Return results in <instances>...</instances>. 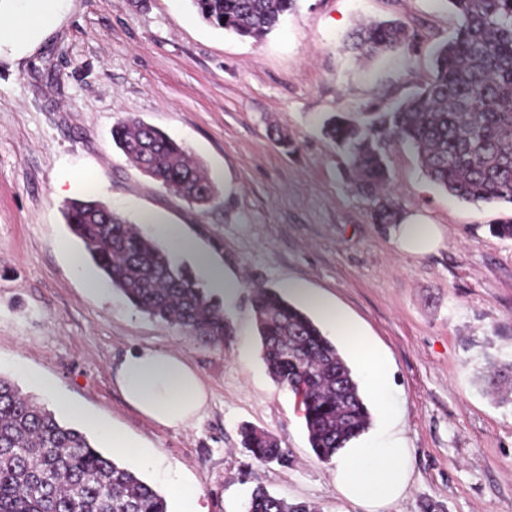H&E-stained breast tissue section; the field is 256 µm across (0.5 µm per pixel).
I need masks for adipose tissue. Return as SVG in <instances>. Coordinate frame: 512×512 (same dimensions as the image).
I'll return each mask as SVG.
<instances>
[{
    "instance_id": "obj_1",
    "label": "adipose tissue",
    "mask_w": 512,
    "mask_h": 512,
    "mask_svg": "<svg viewBox=\"0 0 512 512\" xmlns=\"http://www.w3.org/2000/svg\"><path fill=\"white\" fill-rule=\"evenodd\" d=\"M60 0H20L9 22L0 25V42L15 41L19 35L34 39L55 15ZM398 247L412 254L431 251L440 241L439 230L415 214L391 229ZM287 293L299 296L338 339L349 344L365 365L369 383L385 395L387 371L383 357L367 352L359 328L339 308L294 282L285 283ZM125 402L163 427H179L196 418L208 402L207 389L194 367L181 355L138 348L126 353L115 374ZM410 450L401 439L387 436L357 446L347 444L332 457L336 485L347 499L369 507L399 499L409 481Z\"/></svg>"
}]
</instances>
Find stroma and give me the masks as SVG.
<instances>
[{"label":"stroma","instance_id":"obj_1","mask_svg":"<svg viewBox=\"0 0 512 512\" xmlns=\"http://www.w3.org/2000/svg\"><path fill=\"white\" fill-rule=\"evenodd\" d=\"M397 21L408 49L346 50L359 24ZM458 18L446 0H296L260 39L207 26L190 0H63L22 48L0 45V375L85 429L111 454L109 428L145 461L124 467L168 512L192 491L202 512H247L259 486L320 512H367L312 450L298 400L271 378L252 308L258 286L289 281L343 309L387 362V423L361 364L368 436L401 435L412 453L404 497L380 512H512V403L493 395L490 362H512V240L492 232L511 208L473 205L437 187L413 151L390 147V197L437 225L442 242L412 255L375 223L369 197L322 133L336 112L389 107L433 76L432 53ZM136 118L179 143L215 187L191 204L132 165L112 129ZM88 195L153 233L158 214L240 279L230 340L206 344L117 291L96 297L74 272L82 252L66 203ZM151 347L182 355L209 401L192 424L163 427L128 407L120 359ZM98 420L90 427L88 418ZM274 436L288 466L262 464L242 426Z\"/></svg>","mask_w":512,"mask_h":512}]
</instances>
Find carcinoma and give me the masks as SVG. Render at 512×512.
<instances>
[{
	"mask_svg": "<svg viewBox=\"0 0 512 512\" xmlns=\"http://www.w3.org/2000/svg\"><path fill=\"white\" fill-rule=\"evenodd\" d=\"M208 26L261 38L278 27L295 0H191ZM456 34L433 55L434 76L391 110L357 118L328 117L323 133L348 157L354 183L372 201L378 224L400 222L386 196L385 148L411 146L424 174L464 202L512 205V0H449ZM397 22H374L351 35L361 56L409 46ZM124 155L165 188L202 205L214 186L184 148L137 120L112 131ZM103 203L79 197L66 205L71 232L112 289L141 311L190 328L202 341L232 335L224 310L192 271L137 225ZM263 360L272 379L301 397L311 448L329 460L365 433L371 416L358 381L336 345L301 308L272 288L252 300ZM489 384L512 389V362L492 370ZM243 442L260 463L287 465L289 451L263 430L245 428ZM0 512H168L163 495L94 447L35 397L0 376ZM248 512H316L256 488Z\"/></svg>",
	"mask_w": 512,
	"mask_h": 512,
	"instance_id": "1",
	"label": "carcinoma"
}]
</instances>
